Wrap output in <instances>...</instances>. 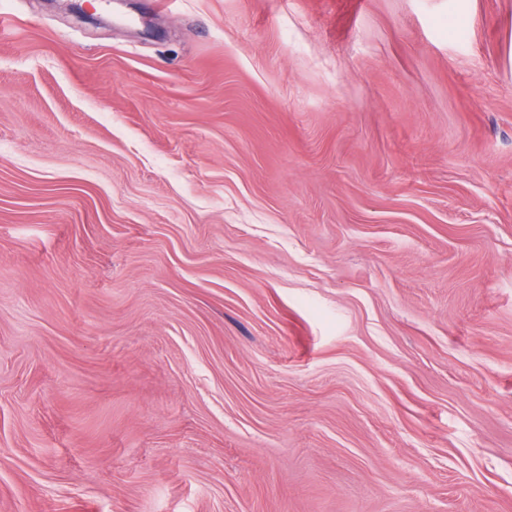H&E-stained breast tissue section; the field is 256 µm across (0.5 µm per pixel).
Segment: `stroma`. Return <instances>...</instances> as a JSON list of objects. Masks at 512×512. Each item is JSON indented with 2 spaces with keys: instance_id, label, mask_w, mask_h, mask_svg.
I'll list each match as a JSON object with an SVG mask.
<instances>
[{
  "instance_id": "obj_1",
  "label": "stroma",
  "mask_w": 512,
  "mask_h": 512,
  "mask_svg": "<svg viewBox=\"0 0 512 512\" xmlns=\"http://www.w3.org/2000/svg\"><path fill=\"white\" fill-rule=\"evenodd\" d=\"M0 0V512H512V0Z\"/></svg>"
}]
</instances>
